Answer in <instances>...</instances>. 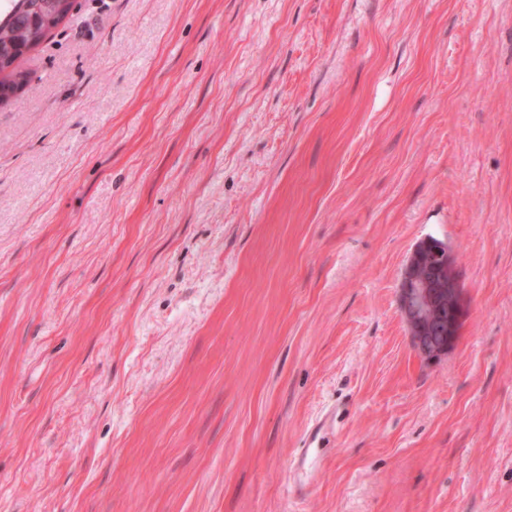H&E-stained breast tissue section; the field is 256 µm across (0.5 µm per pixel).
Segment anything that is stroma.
<instances>
[{
	"label": "stroma",
	"instance_id": "obj_1",
	"mask_svg": "<svg viewBox=\"0 0 512 512\" xmlns=\"http://www.w3.org/2000/svg\"><path fill=\"white\" fill-rule=\"evenodd\" d=\"M72 2L0 106V512H512V0ZM398 303L411 343L422 358L437 361L454 348L461 284L447 243L424 239L415 245L402 274Z\"/></svg>",
	"mask_w": 512,
	"mask_h": 512
}]
</instances>
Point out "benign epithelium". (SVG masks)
Masks as SVG:
<instances>
[{
	"instance_id": "benign-epithelium-1",
	"label": "benign epithelium",
	"mask_w": 512,
	"mask_h": 512,
	"mask_svg": "<svg viewBox=\"0 0 512 512\" xmlns=\"http://www.w3.org/2000/svg\"><path fill=\"white\" fill-rule=\"evenodd\" d=\"M398 303L411 343L427 361L455 346L461 315V284L456 261L445 242H418L405 265Z\"/></svg>"
}]
</instances>
